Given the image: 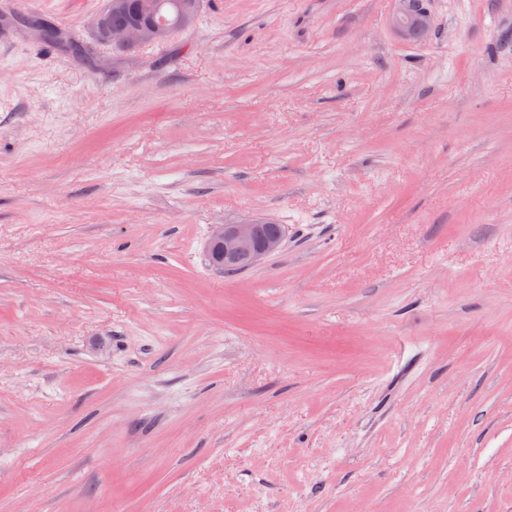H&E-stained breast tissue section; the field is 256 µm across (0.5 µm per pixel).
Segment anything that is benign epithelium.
<instances>
[{"mask_svg": "<svg viewBox=\"0 0 512 512\" xmlns=\"http://www.w3.org/2000/svg\"><path fill=\"white\" fill-rule=\"evenodd\" d=\"M183 24L194 20L201 0H173ZM155 0H109L108 8L92 22L96 41L110 44L119 51L167 41L174 29L155 19ZM131 13L126 25L112 26V15ZM396 32L405 40L422 41L432 29L430 12L424 8L414 9L401 0V5L392 19ZM285 232L277 230L272 235L260 233V223L251 220L239 224H224L216 227L210 236L207 255L212 262L225 269L245 270L262 258L279 251Z\"/></svg>", "mask_w": 512, "mask_h": 512, "instance_id": "obj_1", "label": "benign epithelium"}]
</instances>
